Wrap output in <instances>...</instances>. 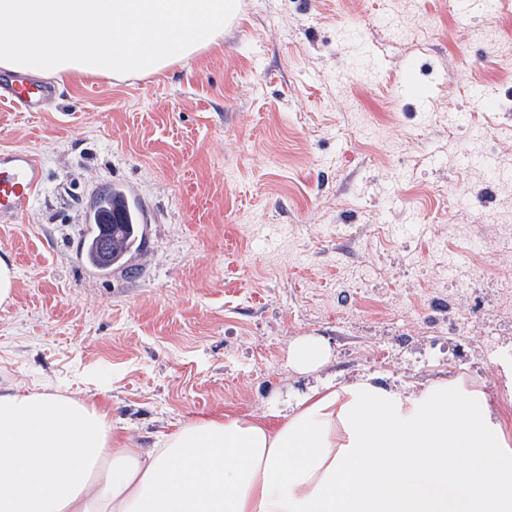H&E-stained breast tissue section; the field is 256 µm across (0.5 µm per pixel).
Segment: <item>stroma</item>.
Listing matches in <instances>:
<instances>
[{"mask_svg": "<svg viewBox=\"0 0 512 512\" xmlns=\"http://www.w3.org/2000/svg\"><path fill=\"white\" fill-rule=\"evenodd\" d=\"M220 45L162 74L62 84L48 111L0 104V149L43 183L0 224V386L100 401L137 448L199 415L261 413L311 385L288 343L330 344L328 373L473 378L512 421V180L465 163L474 130L512 169V8L483 42L453 0H240ZM402 36H394V29ZM427 94L405 95V82ZM491 99L475 95V88ZM130 189L142 251L92 276L74 259L103 191ZM467 253L453 277L449 255ZM471 281L457 294L454 279ZM16 270L12 262L0 257V304L13 300L16 287Z\"/></svg>", "mask_w": 512, "mask_h": 512, "instance_id": "1", "label": "stroma"}]
</instances>
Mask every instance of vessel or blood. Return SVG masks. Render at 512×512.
<instances>
[{"mask_svg": "<svg viewBox=\"0 0 512 512\" xmlns=\"http://www.w3.org/2000/svg\"><path fill=\"white\" fill-rule=\"evenodd\" d=\"M49 86L17 80L0 86V101L18 112L42 111ZM42 179L36 154L27 149H0V223H14L30 207Z\"/></svg>", "mask_w": 512, "mask_h": 512, "instance_id": "1", "label": "vessel or blood"}]
</instances>
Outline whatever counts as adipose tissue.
<instances>
[{
    "instance_id": "ef3b65f1",
    "label": "adipose tissue",
    "mask_w": 512,
    "mask_h": 512,
    "mask_svg": "<svg viewBox=\"0 0 512 512\" xmlns=\"http://www.w3.org/2000/svg\"><path fill=\"white\" fill-rule=\"evenodd\" d=\"M239 0H0V70L66 83L152 76L218 45ZM261 414L200 416L134 448L99 405L0 390V512H512V425L481 388L323 377Z\"/></svg>"
}]
</instances>
